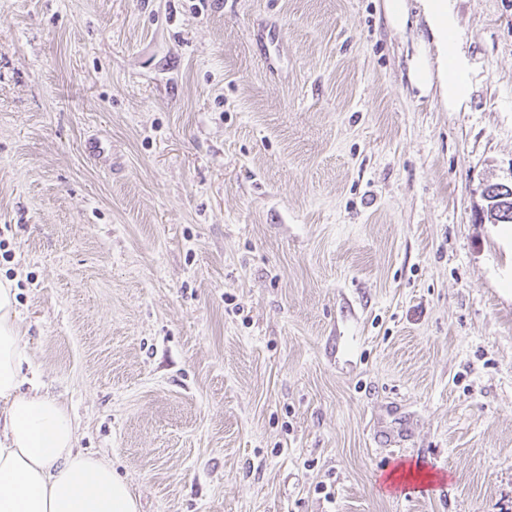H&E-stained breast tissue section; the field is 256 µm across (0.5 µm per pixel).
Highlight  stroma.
Wrapping results in <instances>:
<instances>
[{
	"mask_svg": "<svg viewBox=\"0 0 512 512\" xmlns=\"http://www.w3.org/2000/svg\"><path fill=\"white\" fill-rule=\"evenodd\" d=\"M0 0L28 367L140 512H512V0ZM418 1L437 53L433 63L425 54L414 57L409 66V79L423 92L437 87L448 111H464L472 92L470 75L475 64L468 56L467 31L457 20L458 0ZM499 186L509 187L493 184L484 191L487 192V195H484L487 201L486 217L493 224H512V188L500 192Z\"/></svg>",
	"mask_w": 512,
	"mask_h": 512,
	"instance_id": "stroma-1",
	"label": "stroma"
}]
</instances>
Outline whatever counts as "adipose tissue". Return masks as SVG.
Masks as SVG:
<instances>
[{
  "label": "adipose tissue",
  "mask_w": 512,
  "mask_h": 512,
  "mask_svg": "<svg viewBox=\"0 0 512 512\" xmlns=\"http://www.w3.org/2000/svg\"><path fill=\"white\" fill-rule=\"evenodd\" d=\"M457 3L420 0L436 56L418 55L409 66L410 81L437 90L452 112L466 109L474 69ZM26 360L16 291L0 281V512H138L111 465L76 451L68 409L37 377L24 375Z\"/></svg>",
  "instance_id": "ef3b65f1"
}]
</instances>
